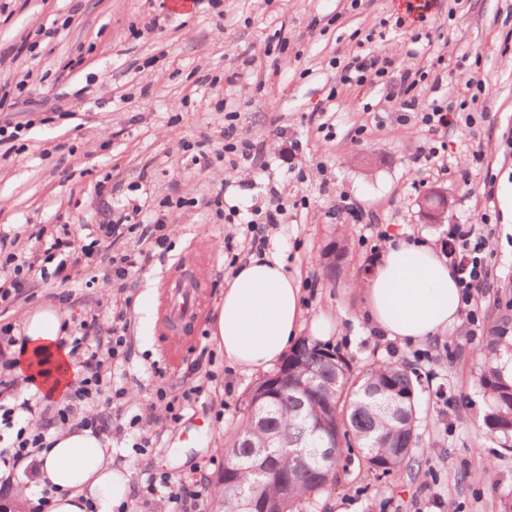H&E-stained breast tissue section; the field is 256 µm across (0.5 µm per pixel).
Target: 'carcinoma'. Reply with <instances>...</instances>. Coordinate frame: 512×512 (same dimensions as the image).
I'll return each mask as SVG.
<instances>
[{"instance_id": "obj_1", "label": "carcinoma", "mask_w": 512, "mask_h": 512, "mask_svg": "<svg viewBox=\"0 0 512 512\" xmlns=\"http://www.w3.org/2000/svg\"><path fill=\"white\" fill-rule=\"evenodd\" d=\"M479 383L488 398L483 422L489 432L512 437V382L499 371L498 341L479 353ZM288 379L271 398L266 381L249 393L241 427L224 449V475L255 494L284 500L287 512H304L336 485L344 453L358 451L369 470L383 475L407 471L419 416L421 382L401 363L356 370L352 360L305 339L286 358ZM327 440L332 458L314 448ZM278 449L272 458L259 452ZM239 512L235 491L215 484L212 508Z\"/></svg>"}]
</instances>
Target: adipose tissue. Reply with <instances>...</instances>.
<instances>
[{
  "instance_id": "1",
  "label": "adipose tissue",
  "mask_w": 512,
  "mask_h": 512,
  "mask_svg": "<svg viewBox=\"0 0 512 512\" xmlns=\"http://www.w3.org/2000/svg\"><path fill=\"white\" fill-rule=\"evenodd\" d=\"M365 316L386 338L424 340L459 318L460 290L445 260L421 242L398 240L380 253L365 283ZM63 311L40 304L22 321L25 346L13 371L25 386L56 407L78 370L59 343ZM304 327L302 290L279 254L250 257L224 283L212 337L225 358L247 371L267 370L283 358ZM52 448L35 454L34 481L52 488L49 512H112L126 493L127 478L112 468L106 436L69 427L55 432Z\"/></svg>"
}]
</instances>
